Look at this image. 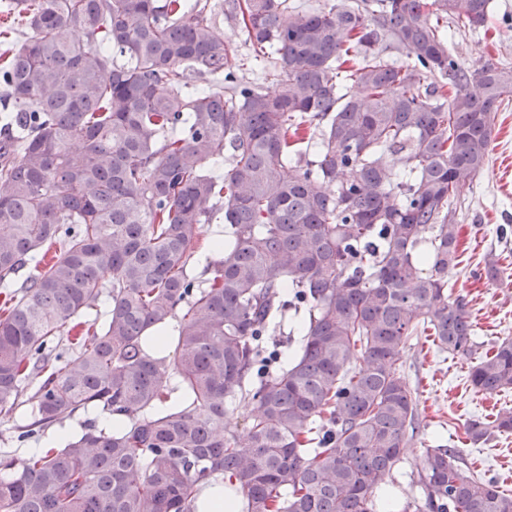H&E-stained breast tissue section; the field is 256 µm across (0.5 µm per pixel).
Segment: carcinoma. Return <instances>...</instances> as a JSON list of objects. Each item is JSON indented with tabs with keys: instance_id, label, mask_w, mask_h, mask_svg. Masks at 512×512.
<instances>
[{
	"instance_id": "obj_1",
	"label": "carcinoma",
	"mask_w": 512,
	"mask_h": 512,
	"mask_svg": "<svg viewBox=\"0 0 512 512\" xmlns=\"http://www.w3.org/2000/svg\"><path fill=\"white\" fill-rule=\"evenodd\" d=\"M12 4L25 32L0 67V415L27 383L18 441L101 420L20 466L0 454V512H194L218 473L245 512H379L416 432L411 337L472 360L475 392L512 390V339L481 351L448 293L460 193L488 163L512 69L462 67L446 30L483 26L491 0H225L274 95L231 70L200 0ZM386 36L408 61L384 58ZM306 126L311 159L293 150ZM224 157L221 183L203 167ZM212 201L224 241L202 284L188 269ZM290 310L302 337L283 362L262 341ZM173 320L161 349L153 329ZM238 398L256 404L243 444L225 427ZM466 433H512V411ZM425 453L403 512H512L455 449Z\"/></svg>"
}]
</instances>
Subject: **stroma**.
<instances>
[{"instance_id": "1", "label": "stroma", "mask_w": 512, "mask_h": 512, "mask_svg": "<svg viewBox=\"0 0 512 512\" xmlns=\"http://www.w3.org/2000/svg\"><path fill=\"white\" fill-rule=\"evenodd\" d=\"M207 16L237 49L231 66L237 75L261 78L253 63L243 28L226 18L224 0H207ZM448 48L471 69L492 59L512 66V0H492L487 24L475 30L448 31ZM459 263L448 273V288L466 297L475 334L484 347L512 338V104L496 112L489 162L473 184L464 187ZM496 264L498 280H488L487 264ZM400 363L417 392L419 425L400 463L382 486L396 507L419 496L416 484L424 466V450L438 443L455 448L460 457L496 480L512 477V435H499L472 445L464 426L475 417L512 411V391L475 393L464 359L438 352L425 339L412 340L400 351Z\"/></svg>"}]
</instances>
